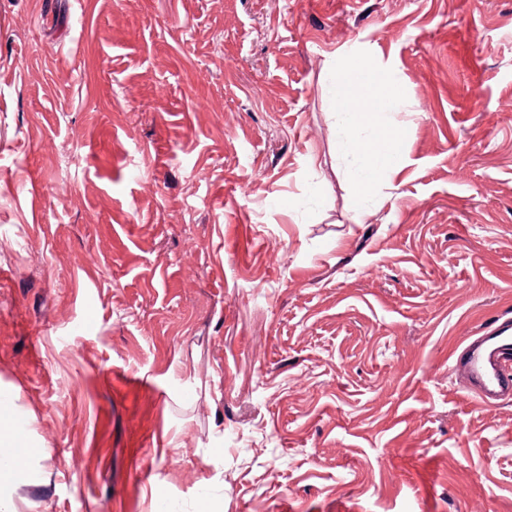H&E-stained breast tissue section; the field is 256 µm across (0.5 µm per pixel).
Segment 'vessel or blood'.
Segmentation results:
<instances>
[{
  "instance_id": "obj_1",
  "label": "vessel or blood",
  "mask_w": 512,
  "mask_h": 512,
  "mask_svg": "<svg viewBox=\"0 0 512 512\" xmlns=\"http://www.w3.org/2000/svg\"><path fill=\"white\" fill-rule=\"evenodd\" d=\"M465 390L482 404L512 397V319L495 318L485 336L450 355Z\"/></svg>"
}]
</instances>
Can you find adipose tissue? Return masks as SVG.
<instances>
[{
	"mask_svg": "<svg viewBox=\"0 0 512 512\" xmlns=\"http://www.w3.org/2000/svg\"><path fill=\"white\" fill-rule=\"evenodd\" d=\"M395 100V84L390 71L380 69L367 59L348 61L336 74L334 102L343 132L375 124L377 112ZM401 147L399 131L380 127L376 140L358 148L366 178L374 179L389 171L400 172L406 165Z\"/></svg>",
	"mask_w": 512,
	"mask_h": 512,
	"instance_id": "ef3b65f1",
	"label": "adipose tissue"
}]
</instances>
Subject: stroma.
<instances>
[{
  "mask_svg": "<svg viewBox=\"0 0 512 512\" xmlns=\"http://www.w3.org/2000/svg\"><path fill=\"white\" fill-rule=\"evenodd\" d=\"M392 70L364 185L334 71ZM512 0H0L14 512H512ZM402 140L399 131L380 126L376 140L363 143L358 151L366 179H377L380 173H399L406 166L401 153ZM485 335L450 355L465 381V396L481 404L512 397V319H493Z\"/></svg>",
  "mask_w": 512,
  "mask_h": 512,
  "instance_id": "stroma-1",
  "label": "stroma"
}]
</instances>
